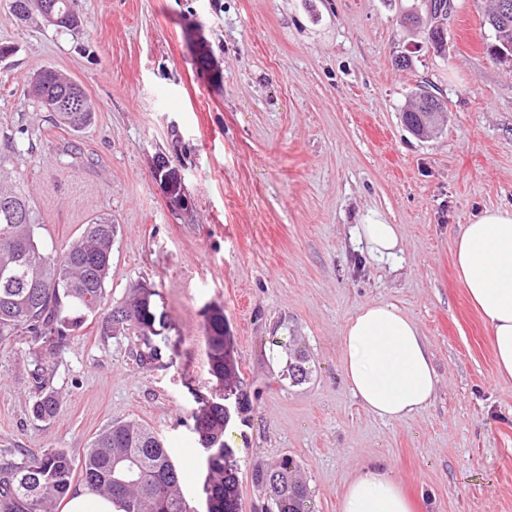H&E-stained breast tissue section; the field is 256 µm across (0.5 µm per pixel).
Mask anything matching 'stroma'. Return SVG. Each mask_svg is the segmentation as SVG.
<instances>
[{"mask_svg": "<svg viewBox=\"0 0 512 512\" xmlns=\"http://www.w3.org/2000/svg\"><path fill=\"white\" fill-rule=\"evenodd\" d=\"M0 0V157L36 208L43 250L61 251L96 215L117 226L106 303L141 284L169 316L161 363L141 367L126 336L88 316L53 364L62 405L30 414L26 341L0 345V453L82 457L114 421L151 428L205 512L206 469L191 413L210 395L208 311L223 308L255 398L227 440L242 512H260L255 467L300 463L313 512H339L345 485L381 461L421 512H512V383L453 265V239L484 209H512V60H492L490 0H453L438 55L423 0H80L70 32ZM411 53L412 66L395 59ZM52 67L82 84L93 124L71 135L28 95ZM447 119L429 139L401 114L418 86ZM29 133L20 152L6 148ZM164 158L181 200L154 176ZM403 230L397 260L371 259L367 212ZM419 326L439 376L403 420L368 413L340 367L339 336L367 303ZM311 375L289 380V347Z\"/></svg>", "mask_w": 512, "mask_h": 512, "instance_id": "1", "label": "stroma"}]
</instances>
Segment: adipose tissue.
I'll list each match as a JSON object with an SVG mask.
<instances>
[{"mask_svg":"<svg viewBox=\"0 0 512 512\" xmlns=\"http://www.w3.org/2000/svg\"><path fill=\"white\" fill-rule=\"evenodd\" d=\"M355 233L369 255L396 259L403 231L367 214ZM457 273L490 329L499 377L512 381V211L488 209L461 225L454 240ZM340 365L353 396L372 415L401 420L423 410L439 379L418 325L395 306L368 303L344 326ZM340 512H417L381 465L368 466L344 489Z\"/></svg>","mask_w":512,"mask_h":512,"instance_id":"obj_1","label":"adipose tissue"}]
</instances>
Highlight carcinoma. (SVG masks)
<instances>
[{
  "label": "carcinoma",
  "mask_w": 512,
  "mask_h": 512,
  "mask_svg": "<svg viewBox=\"0 0 512 512\" xmlns=\"http://www.w3.org/2000/svg\"><path fill=\"white\" fill-rule=\"evenodd\" d=\"M47 2L12 0V15L26 21L35 7L45 17ZM55 2L67 12L69 21L57 27L77 29L78 0ZM500 4L501 0H493L485 20L493 36L488 50L495 59L512 53V18L504 21L499 17ZM29 92L72 132H82L92 124L95 107L87 93L57 70L40 68L31 78ZM444 107L439 98L431 109L418 94L402 113L403 124L418 136L431 117L443 118ZM37 224L29 196L14 185L0 189V269L10 268L8 278H0V345L31 338V414L37 420H47L58 416L60 401L51 387L45 359L57 358L72 333L82 327L85 316L102 309L116 225L112 215L99 214L60 253L53 254L40 248ZM155 296L153 288H135L121 306L107 309L102 316L104 333L130 335L133 357L142 365L161 359L168 347V337L163 334L167 315L158 308ZM206 340L210 375L220 392L234 398L235 409L226 411L224 399L215 395L196 400L192 412L195 433L210 448L204 491L209 512H241L238 468L225 435L234 417L251 409V398L240 378L224 310H210ZM308 364L306 353L294 349L289 353L288 378L294 383L305 381L310 375ZM297 472L298 464L288 456L274 468L252 472V485L264 504L262 512H311L307 488L296 478ZM76 475L88 491L112 497L122 512H193L181 493V476L169 450L153 431L134 421L109 425L78 460L61 448L39 455L20 451L9 458L1 456L0 512H54Z\"/></svg>",
  "instance_id": "cac0c4a2"
}]
</instances>
